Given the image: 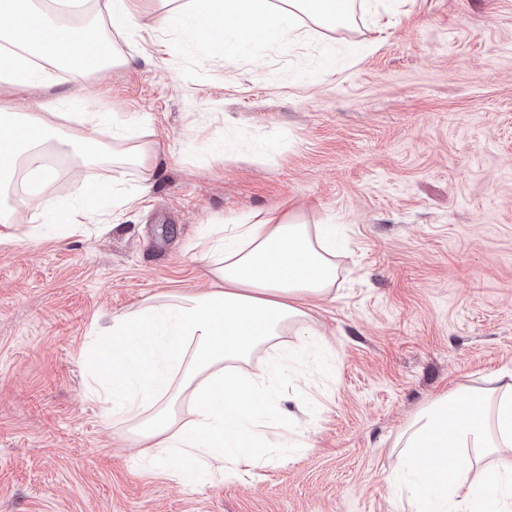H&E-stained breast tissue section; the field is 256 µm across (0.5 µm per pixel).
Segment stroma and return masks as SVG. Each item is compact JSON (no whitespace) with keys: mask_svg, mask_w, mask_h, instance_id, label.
I'll use <instances>...</instances> for the list:
<instances>
[{"mask_svg":"<svg viewBox=\"0 0 512 512\" xmlns=\"http://www.w3.org/2000/svg\"><path fill=\"white\" fill-rule=\"evenodd\" d=\"M89 111L138 120L150 170L68 163L139 192L72 234L0 243V512H397L395 440L431 400L512 370V0H372L308 44L227 55L154 25ZM294 210L336 227V286L304 308L326 368L285 372L301 453L185 486L142 465L89 392L95 321L213 288L206 225Z\"/></svg>","mask_w":512,"mask_h":512,"instance_id":"obj_1","label":"stroma"}]
</instances>
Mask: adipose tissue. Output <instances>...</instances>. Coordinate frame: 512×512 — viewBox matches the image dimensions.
<instances>
[{"label":"adipose tissue","instance_id":"adipose-tissue-1","mask_svg":"<svg viewBox=\"0 0 512 512\" xmlns=\"http://www.w3.org/2000/svg\"><path fill=\"white\" fill-rule=\"evenodd\" d=\"M87 0H0V84L19 95L55 85L56 69L84 87L105 78L104 29L136 28L132 0H105L106 17L86 16ZM188 0L154 16L161 28L181 27L207 46L245 48L274 39L306 41L315 28L349 23L357 0ZM84 15L73 24V15ZM63 125L49 112H25L0 103V242L9 240L18 212L29 223H108L97 204L135 195L111 182L81 185L63 208L41 194L58 171L51 154L77 163L110 155L147 168L141 124L83 111ZM331 224L309 225L297 214L245 216L221 225L208 245L221 289L175 293L143 302L94 327L84 350L92 391L107 404L163 472L188 484L230 480L242 468L266 464L280 450L274 430L288 426L277 412L278 379L296 356L307 354L318 331L302 307L336 284ZM293 334L297 343H282ZM272 355L261 373L248 374L259 350ZM187 408L188 422L178 411ZM393 485L413 512H512V381L463 387L435 399L402 431Z\"/></svg>","mask_w":512,"mask_h":512}]
</instances>
